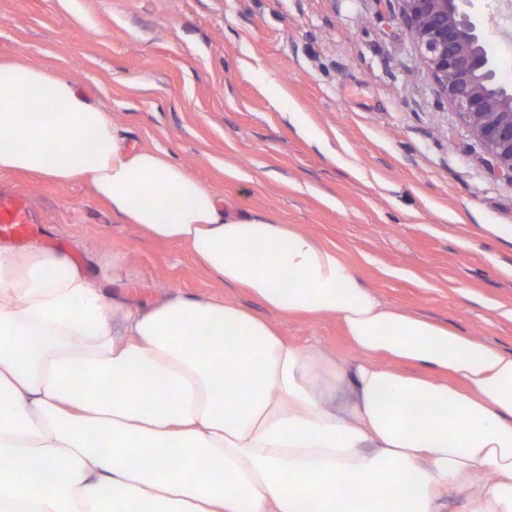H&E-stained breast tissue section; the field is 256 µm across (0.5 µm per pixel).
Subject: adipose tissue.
<instances>
[{
  "instance_id": "1",
  "label": "adipose tissue",
  "mask_w": 512,
  "mask_h": 512,
  "mask_svg": "<svg viewBox=\"0 0 512 512\" xmlns=\"http://www.w3.org/2000/svg\"><path fill=\"white\" fill-rule=\"evenodd\" d=\"M89 181L113 216L357 361L175 292L108 299L0 243V512H512V354L384 306L335 247L240 216L70 79L0 59V178ZM351 491H344V484Z\"/></svg>"
}]
</instances>
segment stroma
<instances>
[{"instance_id": "obj_1", "label": "stroma", "mask_w": 512, "mask_h": 512, "mask_svg": "<svg viewBox=\"0 0 512 512\" xmlns=\"http://www.w3.org/2000/svg\"><path fill=\"white\" fill-rule=\"evenodd\" d=\"M0 58L64 73L238 213L336 246L387 306L512 354V180L439 95L396 0H0ZM6 184L28 196L32 245L63 244L107 297L265 312L114 218L90 183ZM271 320L356 357L336 317Z\"/></svg>"}]
</instances>
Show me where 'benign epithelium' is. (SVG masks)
Instances as JSON below:
<instances>
[{"label": "benign epithelium", "instance_id": "obj_1", "mask_svg": "<svg viewBox=\"0 0 512 512\" xmlns=\"http://www.w3.org/2000/svg\"><path fill=\"white\" fill-rule=\"evenodd\" d=\"M441 96L463 116L491 158L493 172L512 180V87L497 80L485 49L487 25L472 0H396Z\"/></svg>", "mask_w": 512, "mask_h": 512}]
</instances>
